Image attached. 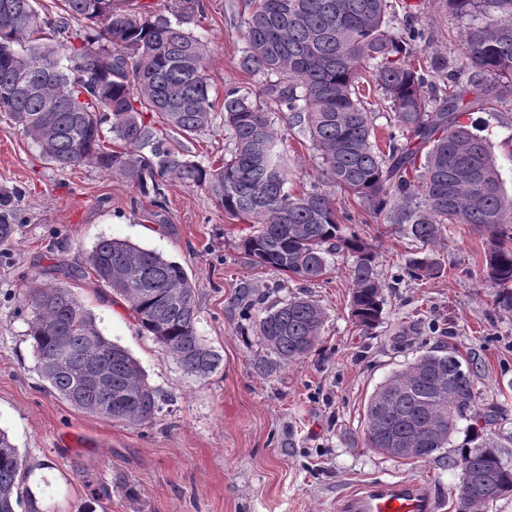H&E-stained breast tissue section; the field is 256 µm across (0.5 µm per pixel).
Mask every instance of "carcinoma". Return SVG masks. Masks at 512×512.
I'll return each instance as SVG.
<instances>
[{
	"mask_svg": "<svg viewBox=\"0 0 512 512\" xmlns=\"http://www.w3.org/2000/svg\"><path fill=\"white\" fill-rule=\"evenodd\" d=\"M399 2L402 21L392 26V0H251L240 65L264 80L255 90L225 91L230 147L219 164L174 151L144 120L148 112L184 138L215 120L205 44L187 28L204 13L203 0H172L168 16H152L128 0H63L69 17L97 28L92 37L75 30L65 44L43 37L51 22L32 0H0V112L61 170L94 166L157 196L168 178L204 188L225 216L252 224L243 246L259 266L315 281L326 274L328 256L351 258V315L365 333L377 328L384 310L378 247L345 232L352 217L338 215L327 186L424 246L410 260L412 277L440 273L425 247L441 239L445 225L484 228V280L494 289L493 305L512 312V246L503 242L512 230V197L490 140L462 122L469 112L495 111L512 94V0H442L446 11L468 20V29L459 59L437 55L427 70L409 61L412 47L433 41L414 22L426 0ZM374 91L393 113L381 145L371 141ZM277 112L309 132L321 160V183L299 195L285 188L287 150L272 119ZM109 133L115 150L105 147ZM88 261L97 281L129 305L140 329L184 372L204 376L217 366L197 336L196 288L182 265L116 238L100 240ZM24 302L49 392L120 423L154 417L156 392L137 361L102 336L70 289L37 288ZM324 323L317 303L294 296L261 309L252 329L279 359L292 362L313 350ZM93 365L108 374L111 388L84 382ZM478 400L474 371L463 368L455 348L435 346L372 392L364 409L366 443L381 455L391 439L433 455L450 444L460 421H498L499 408H481ZM466 433L448 464L491 485L498 500L509 499L512 466L499 446L472 424ZM24 479L18 449L0 431V512H15L23 493L30 512H38ZM456 497L457 512L486 509L461 485Z\"/></svg>",
	"mask_w": 512,
	"mask_h": 512,
	"instance_id": "cac0c4a2",
	"label": "carcinoma"
}]
</instances>
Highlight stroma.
I'll return each mask as SVG.
<instances>
[{"label": "stroma", "mask_w": 512, "mask_h": 512, "mask_svg": "<svg viewBox=\"0 0 512 512\" xmlns=\"http://www.w3.org/2000/svg\"><path fill=\"white\" fill-rule=\"evenodd\" d=\"M206 16L191 23L207 50L215 104L231 87L256 88L241 68L240 32L248 0H204ZM416 25L432 31L415 48L426 63L438 52L456 58L466 23L429 0ZM486 130L507 193L512 194V102L499 112H474ZM288 146V189L317 183L319 160L307 131L277 120ZM169 146L203 162L222 159L229 144L223 118L200 135L167 134ZM11 197L15 232L0 243V430L30 470L27 484L40 512H336L339 497L373 479L428 482L455 512L461 472L444 458L401 463L368 448L364 406L374 389L438 344L454 347L475 367L481 403L500 417L487 432L512 462V313L495 310L483 282L487 235L474 224H449L434 248L438 277L405 273L416 244L397 225L332 193L337 210L359 214L351 227L380 247L385 282L381 324L363 333L350 309L351 261L329 258L327 274L306 283L252 263L243 250L248 224L225 217L207 192L165 182L162 196L145 195L119 177L82 166L61 170L0 114V194ZM127 239L180 263L196 288V332L220 363L202 377L186 375L140 331L127 303L98 283L88 256L99 239ZM70 288L106 338L127 348L158 393L154 418L130 426L84 413L47 392L29 335L32 312L21 303L31 289ZM266 304L300 296L316 301L326 321L306 357L270 374L254 369L270 351L249 333L241 289ZM108 496L95 497L99 487Z\"/></svg>", "instance_id": "35a3bbf8"}]
</instances>
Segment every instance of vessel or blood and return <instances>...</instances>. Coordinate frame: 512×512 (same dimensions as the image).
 I'll return each instance as SVG.
<instances>
[{
	"label": "vessel or blood",
	"mask_w": 512,
	"mask_h": 512,
	"mask_svg": "<svg viewBox=\"0 0 512 512\" xmlns=\"http://www.w3.org/2000/svg\"><path fill=\"white\" fill-rule=\"evenodd\" d=\"M338 512H438L428 484L421 480L366 481L339 500Z\"/></svg>",
	"instance_id": "obj_1"
}]
</instances>
